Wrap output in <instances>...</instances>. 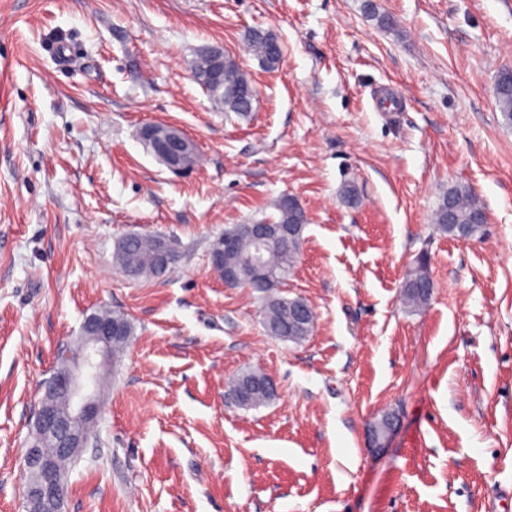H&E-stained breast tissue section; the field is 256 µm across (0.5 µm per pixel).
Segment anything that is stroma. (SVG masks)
Masks as SVG:
<instances>
[{
    "label": "stroma",
    "instance_id": "35a3bbf8",
    "mask_svg": "<svg viewBox=\"0 0 512 512\" xmlns=\"http://www.w3.org/2000/svg\"><path fill=\"white\" fill-rule=\"evenodd\" d=\"M377 2L393 28L362 0H0V512H22L39 402L101 307L134 332L64 512H512V124L493 95L512 0ZM255 30L281 42L275 69ZM209 46L254 83L251 120L195 82ZM382 91L397 109H375ZM152 123L201 164H161ZM455 184L486 208L480 237L432 231ZM285 195L308 218L282 289L315 314L299 343L209 264L225 227L271 221ZM129 234L179 264L128 278L112 255ZM422 252L435 288L411 313ZM248 370L278 386L255 409L226 395ZM248 46L251 54L269 69L278 66L282 58V47L278 38L270 32L254 31L249 34ZM434 282L429 271V261L420 254L401 284V298L408 312L426 308L432 298Z\"/></svg>",
    "mask_w": 512,
    "mask_h": 512
}]
</instances>
